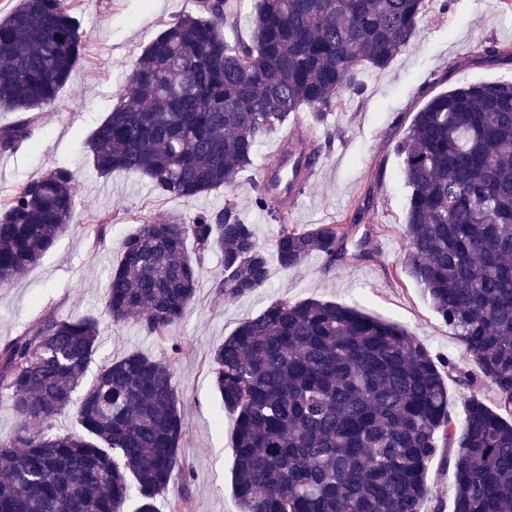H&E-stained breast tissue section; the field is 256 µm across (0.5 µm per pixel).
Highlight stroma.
Listing matches in <instances>:
<instances>
[{
	"mask_svg": "<svg viewBox=\"0 0 512 512\" xmlns=\"http://www.w3.org/2000/svg\"><path fill=\"white\" fill-rule=\"evenodd\" d=\"M195 0H70L87 36L83 54L57 100L43 108L31 140L17 151L0 153V202L15 187L50 168L67 166L75 177L74 224L56 239L36 265L13 282L0 285V345L42 318L92 317L98 320L97 357L116 359L142 352L169 364L188 422L184 451L192 463L188 486L194 512H238L232 491V424L213 386L212 352L244 321L279 301L317 299L352 307L404 327L432 353L449 358L456 372L446 376L448 410L461 417L464 400L478 394L496 401L490 382L459 381L470 369L464 347L432 309L422 288L400 261V223L408 188L396 144L413 114L438 93L462 82L512 81V8L504 0H428L426 15L411 45L383 70L365 69L362 94L345 95L326 118L337 137L304 188L291 216L293 224H330L370 200L361 221L373 230L371 257L326 268L319 255L299 267L283 269L270 258L266 284L249 296L227 299L216 293L220 252L204 260L199 288L169 342H158L135 324L114 327L105 312L110 268L120 241L149 218L186 219L201 209L223 208L234 198L261 243L271 244L278 225L256 209L259 173L276 142L309 124L301 112L258 145L251 169L234 191L216 190L184 201L158 195L134 171L99 176L84 144L129 82L144 48L165 22L193 11ZM105 227L106 244L96 246L86 227ZM430 492L421 512H453L454 478L443 456L428 465Z\"/></svg>",
	"mask_w": 512,
	"mask_h": 512,
	"instance_id": "1",
	"label": "stroma"
}]
</instances>
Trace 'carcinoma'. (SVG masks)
<instances>
[{
    "label": "carcinoma",
    "instance_id": "1",
    "mask_svg": "<svg viewBox=\"0 0 512 512\" xmlns=\"http://www.w3.org/2000/svg\"><path fill=\"white\" fill-rule=\"evenodd\" d=\"M427 0H259L250 40L228 41V0H195L163 24L86 148L103 177L124 170L195 199L231 189L258 143L290 116L312 125L366 68L383 70L411 43ZM85 42L65 0H19L0 17V152L32 138L33 112L67 84ZM335 134L302 142L306 169ZM409 195L402 263L496 390L458 421L438 358L401 326L354 308L279 302L241 324L213 354L233 419V492L241 512H420L428 463L448 449L453 512H512V82L461 83L432 96L396 145ZM74 174L56 166L0 209V283L24 274L66 230ZM192 243L193 250L186 244ZM371 232L280 223L271 249L284 269L318 254L326 268L371 253ZM224 269L217 293L247 296L268 280L266 247L236 204L185 221L153 218L127 235L106 311L169 340L195 296L203 260ZM99 323L49 315L0 346V394L19 417L0 437V512H156L154 500L192 463L172 368L132 351L96 362ZM94 380L82 387L92 364ZM77 405L79 430L37 433Z\"/></svg>",
    "mask_w": 512,
    "mask_h": 512
}]
</instances>
